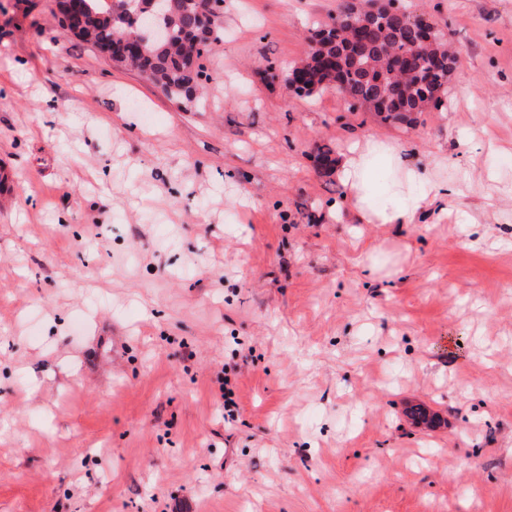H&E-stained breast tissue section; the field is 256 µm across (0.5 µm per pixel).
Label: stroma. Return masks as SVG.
I'll use <instances>...</instances> for the list:
<instances>
[{"mask_svg": "<svg viewBox=\"0 0 512 512\" xmlns=\"http://www.w3.org/2000/svg\"><path fill=\"white\" fill-rule=\"evenodd\" d=\"M407 2L411 128L288 91L342 0H224L185 109L0 0V512H512V0ZM369 141L454 198L360 222L315 147Z\"/></svg>", "mask_w": 512, "mask_h": 512, "instance_id": "35a3bbf8", "label": "stroma"}]
</instances>
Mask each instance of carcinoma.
<instances>
[{
	"mask_svg": "<svg viewBox=\"0 0 512 512\" xmlns=\"http://www.w3.org/2000/svg\"><path fill=\"white\" fill-rule=\"evenodd\" d=\"M83 9L76 35L80 41L95 48L111 43L120 35L135 36L143 32L144 9L148 0H117L115 9L106 0H81ZM175 10L155 17V22L169 29V38L162 44L146 43L145 51L134 59L112 57L119 66L138 71L166 97L177 103H188L189 92L199 89L207 80L203 60L211 45L224 37V28L215 24L208 37L198 32L202 25V0H174ZM404 13H390L364 27L357 56L346 52L351 31L342 27L329 41L315 37L324 27L311 32V45L306 55L290 67L286 81L296 74L305 77L298 96H310L330 87L336 75L330 71L338 65L350 98L373 109L381 121L390 125L410 126L417 115L429 107L448 108L443 98L445 83L457 66L455 51L447 46L444 34L437 30L432 44L417 45L416 31ZM337 63H332V60Z\"/></svg>",
	"mask_w": 512,
	"mask_h": 512,
	"instance_id": "carcinoma-1",
	"label": "carcinoma"
}]
</instances>
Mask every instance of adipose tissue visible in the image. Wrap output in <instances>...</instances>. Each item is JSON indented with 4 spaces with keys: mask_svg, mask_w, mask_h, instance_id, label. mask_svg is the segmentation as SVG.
<instances>
[{
    "mask_svg": "<svg viewBox=\"0 0 512 512\" xmlns=\"http://www.w3.org/2000/svg\"><path fill=\"white\" fill-rule=\"evenodd\" d=\"M340 177L347 189V197L354 211L361 220L376 224H407L426 201L427 195H438L439 185L433 184L427 194H420L398 203L385 200L373 203L366 189V155L351 152L346 155L339 166Z\"/></svg>",
    "mask_w": 512,
    "mask_h": 512,
    "instance_id": "obj_1",
    "label": "adipose tissue"
}]
</instances>
